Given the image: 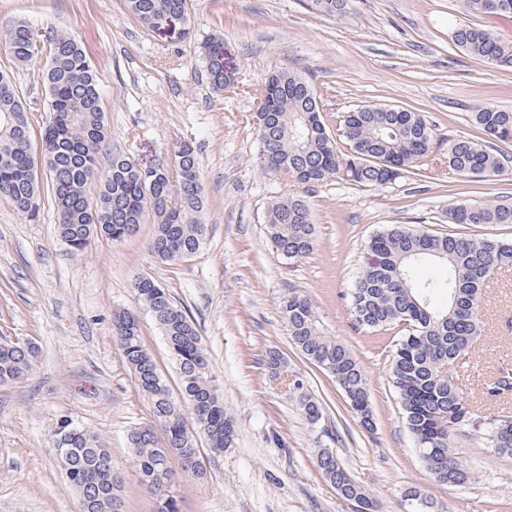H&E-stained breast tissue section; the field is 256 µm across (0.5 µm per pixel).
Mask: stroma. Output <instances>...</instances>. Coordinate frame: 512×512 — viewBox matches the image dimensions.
<instances>
[{"instance_id":"35a3bbf8","label":"stroma","mask_w":512,"mask_h":512,"mask_svg":"<svg viewBox=\"0 0 512 512\" xmlns=\"http://www.w3.org/2000/svg\"><path fill=\"white\" fill-rule=\"evenodd\" d=\"M191 4L194 33L179 40L144 27L124 0H0V27L25 20L85 48L96 66L107 149L150 166L180 143L194 145L208 226L204 247L186 261L149 252V221L121 241L95 238L75 256L59 236L49 191L33 219L0 199V338L37 347L29 375L0 385V512H80L79 495L50 450L64 417L109 448L124 478L126 512H156L128 453L131 430L152 423V408L112 334L113 310L136 312L145 347L171 391H179L161 331L134 294L142 275L167 289L196 324L235 429L224 452L202 449L204 478L178 484L180 512H351L315 466L321 448L336 452L376 512H407L404 496L413 489L430 499L433 512H512V458L473 432L459 431L454 442L472 480L435 481L389 379L394 334L358 330L349 307L365 246L389 226L512 240V224L454 226L447 218L453 203L512 197V143L498 146L508 164L495 178H463L446 162L449 139L485 141L472 112L512 110V71L463 52L452 32L480 27L512 43V18L471 13L461 0H350L338 18L316 13L309 0ZM213 38L223 41L236 80L220 95L199 51ZM42 65L39 58L16 64L0 45V70L34 109L37 131L49 117ZM279 68L309 79L331 125L361 106L388 104L423 113L434 127L431 163L420 176L386 187L335 180L307 192L317 242L296 261L278 254L265 211L274 197L299 187L262 169L256 134L257 92ZM291 289L312 299L325 334L360 363L373 430L361 426L335 379L292 345L279 308ZM484 299L486 334L455 369L463 393L480 408L486 377L512 368V265L491 276ZM271 351L285 358L286 376L298 375L322 402V429L307 424L283 379L270 378L264 360Z\"/></svg>"}]
</instances>
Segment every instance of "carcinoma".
<instances>
[{
	"instance_id": "obj_1",
	"label": "carcinoma",
	"mask_w": 512,
	"mask_h": 512,
	"mask_svg": "<svg viewBox=\"0 0 512 512\" xmlns=\"http://www.w3.org/2000/svg\"><path fill=\"white\" fill-rule=\"evenodd\" d=\"M191 0H125L129 13L144 26H172L177 38L190 35ZM349 0H311V8L340 17ZM477 14L512 17V0H464ZM42 40L45 61L41 80L50 119L41 135V151L58 214L61 238L80 254L97 235L121 241L133 235L151 214L154 234L148 248L165 261L185 260L204 245L206 206L196 148L183 143L170 162L146 176L125 153L103 155L107 136L96 67L81 45L65 33L39 32L26 21L0 30V44L13 61L35 60L31 36ZM454 43L465 52L512 69V44L478 27H458ZM208 80L224 92L227 75L224 45L204 43ZM272 111L258 125L264 169L285 172L311 190L334 179L384 187L419 174L429 165L433 128L420 112L387 104L365 105L347 113L331 132L310 83L294 71L275 70L264 82L258 110ZM471 122L488 137L512 143V110L483 108ZM31 110L11 78L0 71V197L30 217L38 211L41 182L32 150ZM345 149L337 146V141ZM448 167L466 178H493L505 170L491 145L459 136L448 140ZM450 224H512V200L452 204ZM265 224L280 255L304 258L314 250L316 225L304 197L278 196L268 205ZM512 262V241L433 234L423 227L394 226L372 236L359 275L350 289L355 325L369 331L400 329L393 344L389 378L403 409L407 428L437 481L461 485L470 479L466 461L453 448L455 434L467 428L494 451L512 457V416L479 415L467 402L451 367L471 353L484 336L481 288L490 276ZM428 263L446 267L441 279L423 277ZM138 302L165 338L180 373V396L162 380L152 354L144 346L138 319L130 311L112 314V333L139 389L151 400L153 423L134 429L129 451L136 459L139 483L153 494L159 512H179L176 477L201 478L199 437L211 451L231 446L234 425L212 386L208 353L187 313L168 291L147 276L134 281ZM289 338L301 354L331 374L346 394L362 427H373L370 394L364 371L353 354L322 332L313 301L290 291L280 304ZM29 342L0 341V384L26 377L34 362ZM300 414L313 428L324 411L304 391L296 376L287 383ZM512 393V370L500 369L482 387L487 402ZM195 428H189L187 415ZM52 452L80 496V512H125L123 479L115 471L109 449L100 438L61 418L52 435ZM322 477L340 486L341 496L361 509H374L372 499L328 448L318 450ZM410 512H429L432 502L416 490L407 494Z\"/></svg>"
}]
</instances>
